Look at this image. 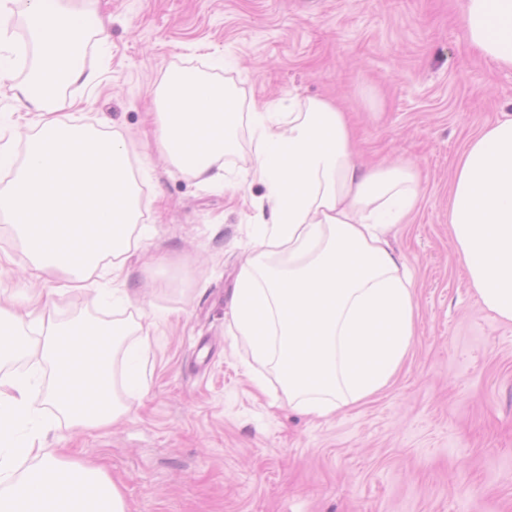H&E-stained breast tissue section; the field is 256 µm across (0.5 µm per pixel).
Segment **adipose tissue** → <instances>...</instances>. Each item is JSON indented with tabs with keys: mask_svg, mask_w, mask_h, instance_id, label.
Wrapping results in <instances>:
<instances>
[{
	"mask_svg": "<svg viewBox=\"0 0 512 512\" xmlns=\"http://www.w3.org/2000/svg\"><path fill=\"white\" fill-rule=\"evenodd\" d=\"M19 16L41 51L19 96L38 129L0 190V212L13 218L38 270L66 273V289L85 288L111 259L108 293L121 298L126 260L142 243L132 230L137 201L126 147L59 114L76 106L60 97L61 86L96 81L74 60L78 39L104 31L83 26L69 0H0V33ZM463 20L485 57L512 67V0H466ZM158 99L164 112L156 147L196 179L210 180L214 159L237 151L243 127L252 131L246 176L266 189L254 203L265 232L238 270L226 332L253 362L276 366L289 406L309 416L382 392L415 336L413 275L388 241L421 200L413 163L365 168L346 112L330 100L292 97L245 108L230 91L188 74L169 78ZM448 226L476 294L512 323V116L468 141L455 168ZM137 333L132 345L121 322L91 330L40 323L38 346L55 380L51 401L71 427H104L120 416L115 362L123 364L125 392L144 390L149 324ZM31 383L25 373L0 379V512H125L108 476L61 463L43 447L29 425ZM21 458L30 466L19 475Z\"/></svg>",
	"mask_w": 512,
	"mask_h": 512,
	"instance_id": "adipose-tissue-1",
	"label": "adipose tissue"
}]
</instances>
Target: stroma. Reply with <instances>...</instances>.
<instances>
[{
  "instance_id": "stroma-1",
  "label": "stroma",
  "mask_w": 512,
  "mask_h": 512,
  "mask_svg": "<svg viewBox=\"0 0 512 512\" xmlns=\"http://www.w3.org/2000/svg\"><path fill=\"white\" fill-rule=\"evenodd\" d=\"M462 0H74L104 21L89 41L91 86L76 124L123 138L140 180L139 223L153 236L126 264L129 304L91 288L52 295L59 323H153L146 390L123 394L114 424L80 433L54 419L47 445L66 464L98 467L121 488L125 512H512V324L474 293L448 230L449 189L468 140L512 113V69L470 47ZM25 27L0 51V115L17 105L28 67ZM186 73L231 87L242 103L328 98L349 112L360 162L404 159L421 172L423 201L390 234L414 274L413 351L374 401L313 418L288 406L275 369L251 381L245 346L224 330L236 274L256 248L249 140L203 182L155 150L156 92ZM0 307L20 313L40 290L15 226L0 215ZM38 375L28 406L50 415L52 370L37 352L0 366Z\"/></svg>"
}]
</instances>
